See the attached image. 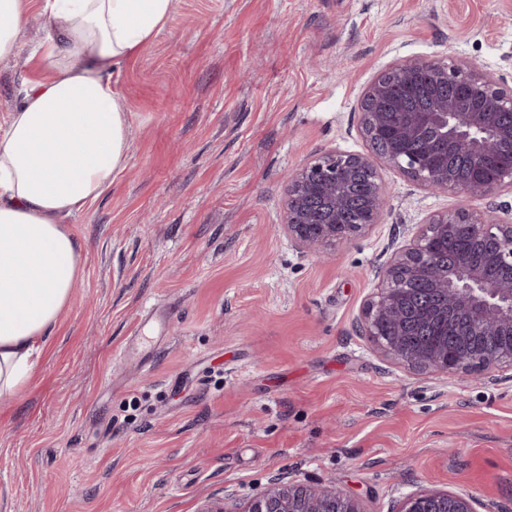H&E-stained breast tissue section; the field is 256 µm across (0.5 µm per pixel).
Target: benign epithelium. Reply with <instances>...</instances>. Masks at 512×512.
<instances>
[{
  "label": "benign epithelium",
  "mask_w": 512,
  "mask_h": 512,
  "mask_svg": "<svg viewBox=\"0 0 512 512\" xmlns=\"http://www.w3.org/2000/svg\"><path fill=\"white\" fill-rule=\"evenodd\" d=\"M464 100L472 107H461ZM358 129L366 152L316 153L286 175L281 231L301 252L320 257L366 235L388 208L383 166L423 190L461 195L455 208L430 215L391 251L357 331L415 373L512 381V208L475 205L512 192V165L487 183L463 184L454 175L512 147V76L467 60L395 61L365 87ZM494 509L465 490L415 489L388 512ZM198 512L364 510L336 489L275 477L243 507L221 500Z\"/></svg>",
  "instance_id": "1"
}]
</instances>
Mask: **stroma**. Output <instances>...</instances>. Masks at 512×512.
I'll return each mask as SVG.
<instances>
[{
    "label": "stroma",
    "mask_w": 512,
    "mask_h": 512,
    "mask_svg": "<svg viewBox=\"0 0 512 512\" xmlns=\"http://www.w3.org/2000/svg\"><path fill=\"white\" fill-rule=\"evenodd\" d=\"M46 21L0 61V124ZM410 56L512 72V0H174L116 72L129 161L69 231L71 302L0 401V512H197L272 475L387 512L416 487L512 512V384L412 374L355 330L389 246L454 195L381 174L391 208L332 259L278 224L287 170L362 153L366 84Z\"/></svg>",
    "instance_id": "1"
}]
</instances>
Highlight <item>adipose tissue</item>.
Masks as SVG:
<instances>
[{
	"mask_svg": "<svg viewBox=\"0 0 512 512\" xmlns=\"http://www.w3.org/2000/svg\"><path fill=\"white\" fill-rule=\"evenodd\" d=\"M34 9L47 76L0 127V399L32 380L81 271L66 220L127 164L112 75L165 28L173 0H0V59L19 54Z\"/></svg>",
	"mask_w": 512,
	"mask_h": 512,
	"instance_id": "obj_1",
	"label": "adipose tissue"
}]
</instances>
